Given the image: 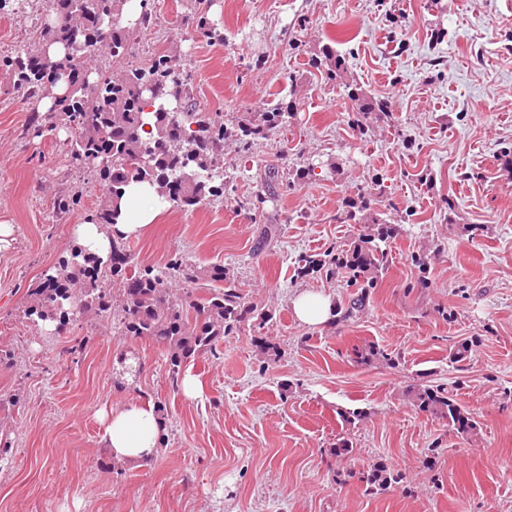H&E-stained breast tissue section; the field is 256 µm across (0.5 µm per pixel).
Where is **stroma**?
Listing matches in <instances>:
<instances>
[{
    "instance_id": "stroma-1",
    "label": "stroma",
    "mask_w": 512,
    "mask_h": 512,
    "mask_svg": "<svg viewBox=\"0 0 512 512\" xmlns=\"http://www.w3.org/2000/svg\"><path fill=\"white\" fill-rule=\"evenodd\" d=\"M128 62L176 53L197 109L220 112L224 195L165 205L131 239L138 265L172 256L224 264L245 301L269 311L216 354L187 364L200 398L172 387L157 344L83 317L46 329L27 291L74 242L104 183L69 155L72 129L35 130V102L0 72V512H512V0H148ZM45 0H0V54L35 52ZM206 17L221 40L197 25ZM346 61L331 79L323 47ZM385 101L373 122L348 96ZM288 109L266 138L239 126ZM309 168L305 178L296 170ZM64 193L79 206L54 207ZM365 199L397 235L365 306L348 269L300 259L372 234L346 220ZM304 291L331 296L321 326L299 322ZM470 343L465 360L449 356ZM375 347L371 363L357 350ZM135 356L127 373L118 352ZM445 384L479 430L461 435L405 393ZM149 396L168 409L159 451L105 466L102 412ZM358 412V419L345 415ZM347 454L335 455L338 443ZM386 465L402 479L369 493Z\"/></svg>"
}]
</instances>
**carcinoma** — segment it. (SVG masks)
<instances>
[{
	"label": "carcinoma",
	"mask_w": 512,
	"mask_h": 512,
	"mask_svg": "<svg viewBox=\"0 0 512 512\" xmlns=\"http://www.w3.org/2000/svg\"><path fill=\"white\" fill-rule=\"evenodd\" d=\"M72 0H48L49 11H70L68 19L45 21L40 37L65 47L63 57L51 60L40 52L0 55V70L12 75V90L24 100L37 101L50 94L45 73L57 72L67 84L65 96L56 99L53 110L75 129L71 154L99 169L106 184L87 220L111 226L119 223L121 199L132 183L149 184L160 197L174 206L190 209L210 197L224 194V114L201 112L192 102L187 83L167 55H154L126 67L119 75L107 71L93 80L84 79L85 58L103 51L124 58L137 39V30L121 23L128 0H84L71 9ZM319 66L330 77H339L345 60L325 48ZM349 97L359 112L385 114V105L362 89L354 87ZM285 113L274 107L261 123L241 131L245 140L267 136L282 124ZM168 143V149L159 144ZM109 166L101 167L104 154ZM369 205L349 203L345 220L376 223L367 214ZM385 253L365 245L316 260L304 257V268L346 267L353 277L374 282L384 270ZM195 285L183 295L175 293L173 281ZM92 312L112 319L122 336L149 339L161 346L168 376L178 386L187 363L197 356L213 353L224 337L241 323L256 318L265 324L271 315L246 304L222 264L197 267L181 258H171L158 266H135L129 241H112L101 257L80 244L71 246L58 264L49 268L29 292L24 315L32 321L64 324ZM413 405L423 412L448 420L459 434H473L477 422L448 390L439 385L421 384L410 392ZM401 476L383 467L375 468L367 481L381 491Z\"/></svg>",
	"instance_id": "cac0c4a2"
}]
</instances>
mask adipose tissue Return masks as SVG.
Instances as JSON below:
<instances>
[{"mask_svg":"<svg viewBox=\"0 0 512 512\" xmlns=\"http://www.w3.org/2000/svg\"><path fill=\"white\" fill-rule=\"evenodd\" d=\"M155 198L154 191L147 186L129 187L121 223L114 225L108 234L94 224L77 225L76 240L89 251L103 255L108 251L111 235L124 238L142 235L159 214L154 206ZM159 434L156 405L151 398L142 397L109 413L104 439L114 459L144 463L157 454Z\"/></svg>","mask_w":512,"mask_h":512,"instance_id":"adipose-tissue-1","label":"adipose tissue"}]
</instances>
